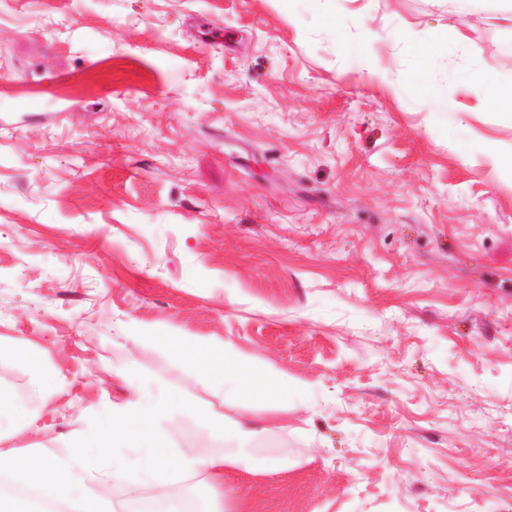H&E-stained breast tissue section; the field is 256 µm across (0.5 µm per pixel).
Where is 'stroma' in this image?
Listing matches in <instances>:
<instances>
[{
  "mask_svg": "<svg viewBox=\"0 0 512 512\" xmlns=\"http://www.w3.org/2000/svg\"><path fill=\"white\" fill-rule=\"evenodd\" d=\"M328 7L0 0V340L59 373L0 360L35 409L0 446L60 451L131 364L200 397L168 327L304 390L228 512H512V102L470 91L512 81V0ZM411 30L479 47L438 122L389 89ZM2 356L10 357L27 364L30 368L32 380L36 387L50 391L54 385L55 376L45 371L42 364L33 356L27 355L15 346H4L0 340V359Z\"/></svg>",
  "mask_w": 512,
  "mask_h": 512,
  "instance_id": "stroma-1",
  "label": "stroma"
}]
</instances>
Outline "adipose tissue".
<instances>
[{
    "mask_svg": "<svg viewBox=\"0 0 512 512\" xmlns=\"http://www.w3.org/2000/svg\"><path fill=\"white\" fill-rule=\"evenodd\" d=\"M420 67L393 84L395 94L426 98L431 111H444L447 81L441 63L448 47L422 34L407 36ZM149 346L165 355L187 378L212 395L222 396L225 413L217 414L199 401L182 399L164 381L129 368L118 372L128 394L112 403L94 426L76 432L61 455H26L0 450V512H222L218 482L228 468L269 473L287 468V460L256 455L241 446L266 434L236 414H287L295 410L302 387L264 361L234 352L221 342L201 340L171 330H155ZM194 420L204 442L221 441L228 451L213 454L201 448L183 450L175 432L184 419ZM212 483L197 484L190 501L171 498L170 489L193 480L199 470ZM138 489L152 496L135 503L105 504L98 486Z\"/></svg>",
    "mask_w": 512,
    "mask_h": 512,
    "instance_id": "1",
    "label": "adipose tissue"
}]
</instances>
